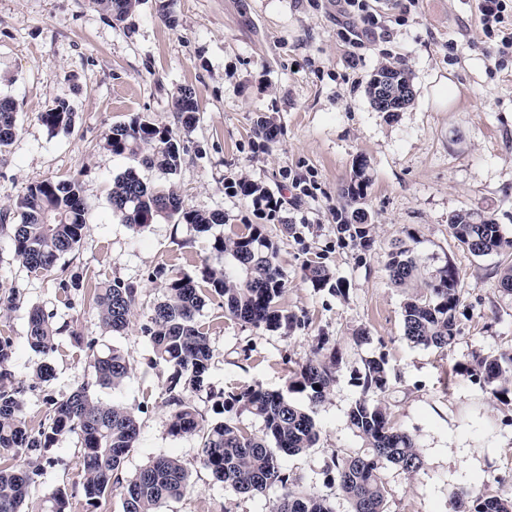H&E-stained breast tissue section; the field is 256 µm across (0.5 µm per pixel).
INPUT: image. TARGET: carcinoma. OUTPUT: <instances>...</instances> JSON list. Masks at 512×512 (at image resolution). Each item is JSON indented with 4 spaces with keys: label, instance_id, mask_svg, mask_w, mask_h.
<instances>
[{
    "label": "carcinoma",
    "instance_id": "1",
    "mask_svg": "<svg viewBox=\"0 0 512 512\" xmlns=\"http://www.w3.org/2000/svg\"><path fill=\"white\" fill-rule=\"evenodd\" d=\"M98 7L118 22L133 14L140 0H94ZM389 77L405 86L411 78L405 70L385 65L372 75L366 89L370 102H376L379 78ZM178 122L190 129L198 112L195 93L181 88L173 98ZM16 105L0 97V152L15 138L18 125ZM41 122L52 132H69L74 112L60 100L40 113ZM280 128L268 118H260L255 134L263 144L274 142ZM107 145L115 155H126L148 168L175 172L181 164V144L173 128L137 116L112 127ZM368 162L359 157L353 175L343 189L347 205H355L350 215L336 225L337 232L371 247V227L367 212L358 206L367 195L370 178ZM235 192L248 198L270 202L274 209L281 200L257 184L239 179L231 184ZM109 201L113 216L135 234L143 232L159 218L189 224L207 232L214 224L225 223L221 211L201 212L185 208L174 191L159 190L145 183L129 169L112 181ZM19 222L8 223L10 216L0 213V232L13 242L14 259L31 273L52 270L58 259L79 247L86 227L82 188L78 180H45L30 185L15 201ZM448 226L458 245L474 256L512 248L503 237L500 225L490 216L464 210L448 218ZM213 250L224 257V265L207 268L197 279L188 274L168 275L165 268L155 272L164 280L165 292L150 314L143 333L149 338L155 364L170 370L167 391L175 405L170 415L174 435L198 434L202 442L201 464L213 478L240 494L272 497L271 512H335L326 495L307 489L281 467L284 455L298 454L316 447L320 432L311 414L280 393L259 386L224 395V412H247L258 418L263 428L248 432L229 420L215 424L203 418L180 393L204 387L213 359L208 329L200 321L207 294L224 298V315L256 329L291 332L308 327L309 321L284 306L286 281L279 263V248L261 224H246L244 230L214 238ZM386 270L395 285L411 288L402 306L404 335L424 347L446 349L456 338L455 315L463 295L459 269L452 261L424 277L420 259L405 242L393 244ZM304 279L312 287L328 289L338 297L346 294L343 281L333 280L330 270L317 261L304 268ZM138 301V288L121 279L101 282L91 302L100 327L120 333L128 328ZM54 315L38 307L28 312L27 343L37 355L46 357L57 350L58 328ZM77 347L84 352L91 378L72 393L49 398L38 428H33L25 413V395L54 378L53 367L35 363L26 379L14 367V344L0 336V452L11 457L0 462V512H23L29 491L49 462L48 450L59 437L72 435L82 448L81 472L71 489L58 488L44 497L41 512H67L69 501L80 497L90 504L98 502L108 489L123 485L122 512H158L163 503L183 497L191 489L187 467L176 457L160 455L142 465L128 480L121 473L132 448L136 447L140 422L135 411L121 402L106 404L95 388H117L130 373L128 356L114 347L105 353L94 337L74 334ZM312 356L293 372L290 389L306 394L315 405L336 383L341 359L336 344L328 336L313 337ZM455 371L483 383L495 399L512 395V352L484 356L474 352ZM355 385L362 396L355 399L349 413L350 425L362 440L363 449L353 455H332L327 472L348 501L349 512H386L389 495L383 470L395 466L408 475L418 473L423 458L416 438L395 428L386 406L368 396L380 395L389 388L385 357H370L355 371ZM473 512H512V497L479 494Z\"/></svg>",
    "mask_w": 512,
    "mask_h": 512
}]
</instances>
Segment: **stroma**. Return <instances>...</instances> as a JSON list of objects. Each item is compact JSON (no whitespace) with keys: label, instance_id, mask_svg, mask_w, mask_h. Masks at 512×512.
Here are the masks:
<instances>
[{"label":"stroma","instance_id":"1","mask_svg":"<svg viewBox=\"0 0 512 512\" xmlns=\"http://www.w3.org/2000/svg\"><path fill=\"white\" fill-rule=\"evenodd\" d=\"M383 26L355 47L336 35V0H142L118 23L93 0H0V96L17 105L18 132L0 153V211L12 208L26 187L75 178L88 209L83 240L62 255L55 271L33 275L13 259V243L0 234V280L15 286V309H0V335L14 343V366L27 375L38 357L27 344V311L55 315L57 350L49 357L54 378L27 393L31 426H38L47 396L69 394L91 370L72 336L96 338L99 349L118 347L132 370L118 388H101L103 402L134 409L141 423L125 475L150 458H179L194 489L160 512H270L269 500L251 498L216 482L201 462L199 436L169 431L172 412L168 372L153 365L142 331L163 296L153 271L164 266L199 275L220 267L215 237L246 224L264 225L279 247L287 288L283 302L309 318L291 333L256 329L224 315V300L210 295L201 312L214 357L204 389L186 390L185 401L209 422L222 418V395L250 386L287 392L294 370L311 354V338L331 336L340 352L337 380L324 402L312 407L321 431L315 448L282 456L283 469L304 486L328 494L336 512L348 502L330 486L333 454L357 451L349 410L360 390L352 377L368 357H385L389 389L380 400L396 427L414 435L425 465L410 476L390 467L386 512H452L455 493L512 496V403L455 373L472 352L512 350V296L498 286L503 257L464 251L448 228L460 210L492 215L512 240V69L496 70L483 45L477 0H369ZM408 71L415 95L401 112L375 110L366 94L381 64ZM452 80L451 107L431 102L435 87ZM191 88L197 121L181 132L182 162L175 173L112 154L113 125L136 115L174 125L172 99ZM76 114L71 132H51L39 119L54 102ZM281 128L276 142L260 147L258 118ZM369 164L371 185L361 202L369 214L373 244L361 252L336 233V211L356 157ZM136 169L150 185L177 192L186 207L222 211L224 223L199 233L160 220L141 234L113 217L108 193L115 176ZM244 178L281 198L273 217L249 198L229 192V178ZM293 227L292 234L280 231ZM414 233L413 246L426 270L452 261L461 272L463 304L454 344L444 350L406 340L401 315L406 291L385 269L393 239ZM316 260L346 283L345 296L312 288L303 267ZM88 272L92 281L134 283L138 303L128 328L100 329L90 306L91 288L64 295L61 272ZM368 330L358 346L352 333ZM50 464L24 505L39 512L43 497L76 481L80 450L74 437L55 442Z\"/></svg>","mask_w":512,"mask_h":512}]
</instances>
